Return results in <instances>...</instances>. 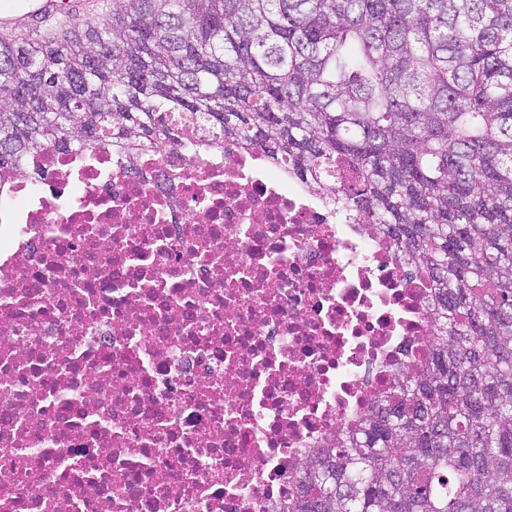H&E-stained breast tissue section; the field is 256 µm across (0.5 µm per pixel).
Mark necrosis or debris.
<instances>
[{"label":"necrosis or debris","instance_id":"obj_1","mask_svg":"<svg viewBox=\"0 0 512 512\" xmlns=\"http://www.w3.org/2000/svg\"><path fill=\"white\" fill-rule=\"evenodd\" d=\"M172 122L0 169V512H282L430 345L385 236Z\"/></svg>","mask_w":512,"mask_h":512}]
</instances>
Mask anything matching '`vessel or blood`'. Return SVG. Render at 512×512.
Masks as SVG:
<instances>
[{"label": "vessel or blood", "instance_id": "obj_1", "mask_svg": "<svg viewBox=\"0 0 512 512\" xmlns=\"http://www.w3.org/2000/svg\"><path fill=\"white\" fill-rule=\"evenodd\" d=\"M83 14L82 0H0V29L37 33L48 22Z\"/></svg>", "mask_w": 512, "mask_h": 512}]
</instances>
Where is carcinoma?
I'll return each mask as SVG.
<instances>
[{
	"label": "carcinoma",
	"instance_id": "cac0c4a2",
	"mask_svg": "<svg viewBox=\"0 0 512 512\" xmlns=\"http://www.w3.org/2000/svg\"><path fill=\"white\" fill-rule=\"evenodd\" d=\"M326 189L428 278L426 356L286 512H512V0H112L0 38V168L173 110Z\"/></svg>",
	"mask_w": 512,
	"mask_h": 512
}]
</instances>
